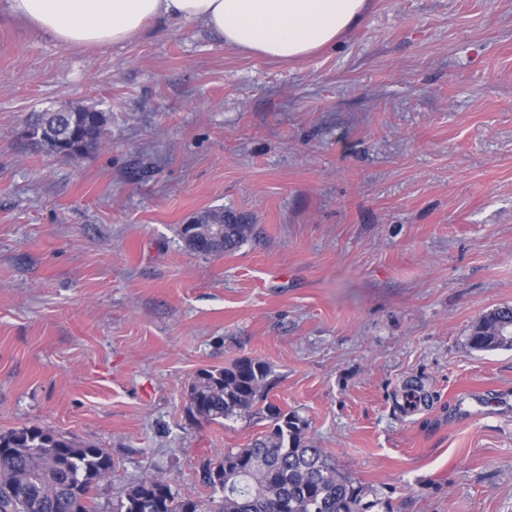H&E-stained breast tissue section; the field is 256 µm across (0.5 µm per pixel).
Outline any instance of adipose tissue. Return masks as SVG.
<instances>
[{
	"instance_id": "1",
	"label": "adipose tissue",
	"mask_w": 512,
	"mask_h": 512,
	"mask_svg": "<svg viewBox=\"0 0 512 512\" xmlns=\"http://www.w3.org/2000/svg\"><path fill=\"white\" fill-rule=\"evenodd\" d=\"M6 9L64 45L121 43L153 20L197 21L240 52L295 60L345 37L370 0H6Z\"/></svg>"
}]
</instances>
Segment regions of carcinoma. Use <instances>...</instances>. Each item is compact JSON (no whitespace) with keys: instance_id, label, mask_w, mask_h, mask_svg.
Segmentation results:
<instances>
[{"instance_id":"1","label":"carcinoma","mask_w":512,"mask_h":512,"mask_svg":"<svg viewBox=\"0 0 512 512\" xmlns=\"http://www.w3.org/2000/svg\"><path fill=\"white\" fill-rule=\"evenodd\" d=\"M39 112L28 124L40 146L47 138L77 136L80 151L94 152L112 134V113L90 106ZM252 226L224 223V210L204 211L181 227L185 247L200 255H220L246 241ZM477 351L512 349V307H498L473 327ZM271 369L241 358L197 373L189 383L190 411L217 422L257 411L271 425L248 448H228L205 470L211 489L204 498L180 497L171 484L145 478L129 487L121 512H362L364 489L329 463L306 436L307 421L268 401ZM112 477V458L101 448L37 426L0 433V512H91V492Z\"/></svg>"}]
</instances>
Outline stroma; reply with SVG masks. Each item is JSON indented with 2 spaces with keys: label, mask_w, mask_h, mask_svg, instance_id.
<instances>
[{
  "label": "stroma",
  "mask_w": 512,
  "mask_h": 512,
  "mask_svg": "<svg viewBox=\"0 0 512 512\" xmlns=\"http://www.w3.org/2000/svg\"><path fill=\"white\" fill-rule=\"evenodd\" d=\"M65 103L112 114L88 156L23 130ZM252 232L221 256L182 224ZM512 0H372L336 47L285 62L198 22L66 46L0 11V430L103 448L118 512L155 475L265 431L199 423L188 384L249 357L372 512H512ZM422 386L413 414L403 393ZM193 224L180 230L185 247L200 255H220L238 247L248 238L251 224H224V210L204 211L194 217ZM470 346L477 351L512 349V307H498L484 315L473 327Z\"/></svg>",
  "instance_id": "obj_1"
}]
</instances>
